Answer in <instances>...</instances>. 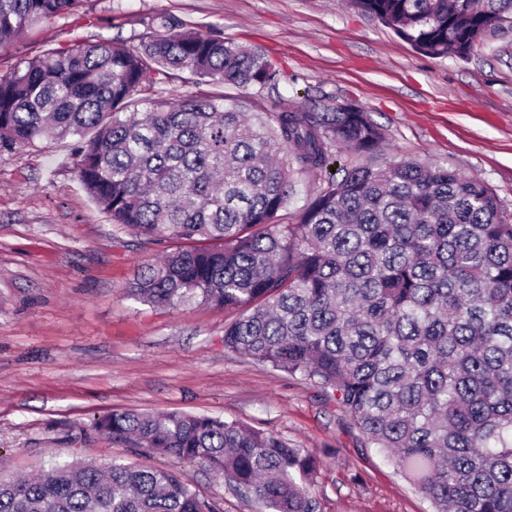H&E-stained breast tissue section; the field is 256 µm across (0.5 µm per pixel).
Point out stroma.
I'll list each match as a JSON object with an SVG mask.
<instances>
[{
    "instance_id": "1",
    "label": "stroma",
    "mask_w": 512,
    "mask_h": 512,
    "mask_svg": "<svg viewBox=\"0 0 512 512\" xmlns=\"http://www.w3.org/2000/svg\"><path fill=\"white\" fill-rule=\"evenodd\" d=\"M260 47L277 89L245 93L272 112L302 98L351 102L387 134L386 153L484 180L512 213V35L468 60L420 54L351 0H79L66 17L0 48V76L75 39L139 43L154 18ZM70 140L0 151V462L32 475L50 458L176 468L218 512H264L198 462L173 464L90 429L136 409L221 416L275 433L316 461L320 512H430L309 381L224 349L233 311L154 309L130 296L159 248L117 230L78 179Z\"/></svg>"
}]
</instances>
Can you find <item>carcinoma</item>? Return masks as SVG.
Segmentation results:
<instances>
[{"label": "carcinoma", "mask_w": 512, "mask_h": 512, "mask_svg": "<svg viewBox=\"0 0 512 512\" xmlns=\"http://www.w3.org/2000/svg\"><path fill=\"white\" fill-rule=\"evenodd\" d=\"M77 0H0V45ZM431 58L512 34V0H352ZM177 73L216 91L169 98ZM258 47L155 18L139 44L79 40L0 76V149L74 140L78 177L117 229L163 246L129 292L239 315L224 350L316 384L432 512H512V217L456 169L372 157L355 103L251 112L224 88L276 87ZM335 172H330V168ZM328 175L288 223L302 178ZM112 442L200 462L268 512H319L300 448L237 420L114 411ZM0 512H217L174 471L52 461L0 476Z\"/></svg>", "instance_id": "1"}]
</instances>
